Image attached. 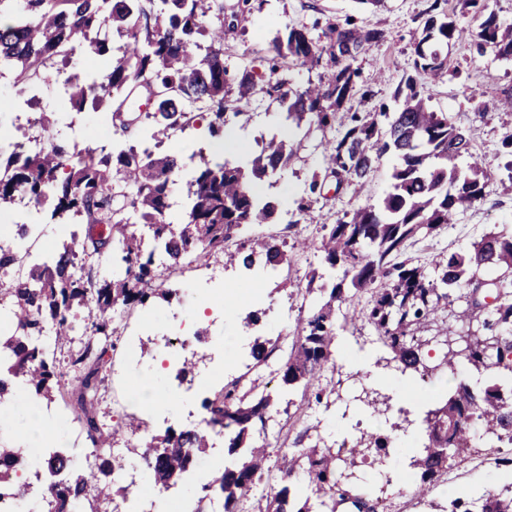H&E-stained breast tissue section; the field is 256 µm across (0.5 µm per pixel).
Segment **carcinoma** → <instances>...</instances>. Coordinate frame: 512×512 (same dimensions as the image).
<instances>
[{"label": "carcinoma", "mask_w": 512, "mask_h": 512, "mask_svg": "<svg viewBox=\"0 0 512 512\" xmlns=\"http://www.w3.org/2000/svg\"><path fill=\"white\" fill-rule=\"evenodd\" d=\"M224 0H0V93L4 99L51 75L64 81L56 107L83 112L92 102L95 124L113 129L112 149L90 145L74 150L55 131V111L40 112L37 123L50 134L48 143L31 151L24 141L0 149V208L25 199L37 206L53 203L50 219L85 225L63 239L53 256L25 262L21 277L0 290V308L9 325L0 327V408L24 415L14 379L26 382L30 398L53 401L71 389L80 405L77 422L94 447L85 467L55 452L46 460L53 477L34 486L18 482L21 448L0 442V496L35 494L46 512H108L126 489L115 484L123 465L112 459V442L124 432L144 440V485L148 491L194 484L193 512H207V501L218 495L224 512H336L351 503L358 512H380L383 505L368 488L343 481L342 454L369 457L373 450L389 453L399 439L364 432L346 450L317 445L285 455L281 463L258 438L281 399L251 383L241 389L234 378L202 400L211 427L223 432L231 462L208 477L195 479L200 458L210 447V432L167 428L153 435L142 421L125 429L108 428L95 404L104 382L102 371L112 345V322L121 308L170 302L176 292L156 285L186 261L224 255V265L247 270L290 263L285 240L244 236L255 224H267L280 203L260 197L253 187L284 169L295 156L293 145L272 136L246 163L199 149L188 155L159 154L156 149L191 125L203 110L210 136L221 141L228 128L245 126L254 96H276L285 122L307 124L321 131L336 123V114L352 96L357 72L351 62L384 38L380 30L364 31L348 18L329 27L323 47L305 29L284 27L272 40L274 52L266 84L248 70L232 76L224 65ZM481 48L512 57V26L501 25L494 13L476 11V24L458 27L440 0H433L420 35L414 38L412 67L438 78L446 58L436 45L462 35ZM328 53L336 70L325 88H288V61L319 62ZM111 58L104 72L88 70V60ZM151 109L137 112L140 97ZM396 99L401 105L388 128L373 115L351 113L341 137L325 140L326 170L351 184H361L382 154L392 151L399 164L390 191L375 204L345 214L336 224H324L319 246L322 262L341 273L330 288L315 287L323 278L308 273L306 293H318L314 305L299 319V331L283 357L279 384L283 392H299L308 404L320 405L335 392L333 344L336 306L352 307L349 321L369 325L402 369L420 378L431 370L420 355L418 332L426 322H438L462 290L481 313L480 328L491 332L462 335L463 345L443 354V365L455 380L445 402L427 412L425 437L415 447L410 467L414 491L425 496L437 478L462 460L478 440L496 455V465L512 470V386L490 383L482 389L459 377L465 360L492 376L512 379V229L490 231L464 251L437 253L433 272L403 257L407 244L434 237L454 217L483 201L493 174L471 154L470 137L438 112L409 77ZM471 157L469 166L458 161ZM186 194L188 207L181 222L168 219L173 192ZM98 257L108 273L77 275L79 262ZM18 248H0V271L22 261ZM495 268L511 280L496 283V302L487 307L476 297L484 284L480 272ZM369 293L365 304L360 294ZM85 312L83 335L68 365L70 383L55 353L40 343L46 329L54 332V347L76 331L78 311ZM279 350L271 338H256L251 355L261 366ZM305 485L307 494L298 495ZM266 485L269 491L255 496ZM446 512H512V482L477 498L459 493L448 499Z\"/></svg>", "instance_id": "cac0c4a2"}]
</instances>
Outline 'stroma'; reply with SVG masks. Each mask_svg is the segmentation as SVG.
Segmentation results:
<instances>
[{"mask_svg":"<svg viewBox=\"0 0 512 512\" xmlns=\"http://www.w3.org/2000/svg\"><path fill=\"white\" fill-rule=\"evenodd\" d=\"M432 0H385L383 7L371 9L357 4L356 0H248L245 13L234 28L225 32L226 54L224 62L229 70L251 68L256 77L269 76L272 64L271 41L284 26L308 28L314 36H321L329 24L348 17L355 26L363 29H381L384 40L362 52L354 61L359 77L356 91L343 105L338 114L340 122L348 113L394 112L395 93L405 79L412 75L413 35L422 27ZM447 58L443 74L435 79L420 77L419 82L434 109L447 113L449 119L471 137V151L484 158L495 171V179L489 187L486 199L475 207L459 213L448 228L431 240L420 241L406 250L407 258L425 264L433 252L460 251L485 232L512 226V182L502 167L498 154L502 138L512 133L511 110H485L486 102L512 96V57L498 56L493 50L477 52L471 39H455L442 46ZM57 91L54 86L41 87L38 93L22 92L11 101H0V135L6 141L20 140L21 136L36 137L41 133L37 118ZM250 110V123L239 129L238 135L250 151H257V142L277 132L282 123L281 108L265 94L255 95ZM88 113L66 112L59 116L60 128L66 129L70 144L77 148L86 145H111L106 129L89 124ZM324 135L320 130L308 127H289L288 140L296 155L287 169L279 171L258 186L267 197L279 199L281 213L268 224L253 226L252 234L272 236L280 240L294 241L307 238L313 241L321 237V227L334 224L354 208L377 202L390 189L391 174L398 163L393 153L384 154L368 180L360 186L337 183L327 175L322 158L321 143ZM319 179L321 191L310 195L311 179ZM310 201L308 212L298 213L300 202ZM49 206L34 207L26 203L15 205L11 221L15 224H37L42 237L36 244L37 252L52 254L59 241L61 227L48 223ZM321 255L309 251L294 256L289 267L266 273L263 268L250 270L225 266L223 256L216 255L205 262L187 267L185 273L167 280V287L177 289L178 296L171 303L161 305L158 314L149 315L141 309L115 320L111 338L113 350L107 364L108 370L121 374L120 389L111 383L101 388L96 411L106 424H124L136 419L150 424L154 431L166 427L185 429L190 425L188 414L162 405L163 421H156L153 406L140 403L131 396L136 379L157 384L160 392H191V413L203 414L201 401L219 391L230 378L240 375L257 380L274 392L279 388L276 371L278 362L254 366L251 357L238 354L234 348H226L224 368L208 372L207 362L198 363L192 375L178 378V364L157 367L151 357H140L138 363L126 365L125 344L130 334L139 333L143 344H152L155 337L173 333L171 318L176 313H186L194 321V332L202 338L224 336L254 340L256 336H293L310 269L320 267ZM223 271L224 285L220 288L207 286L206 281L215 271ZM232 300L233 310L224 317L211 319L205 309L215 308L224 300ZM262 309L266 312L264 323L245 327L240 317L245 312ZM336 337L340 339L336 358L335 378L340 381L335 393L325 406L303 408L302 419L292 428H285V414L275 415L268 422L265 440L271 449H279L284 437H301L303 446L315 443L333 444V428H340L348 436L357 429L377 434L393 433L396 427L410 432L424 428L426 408L412 397L414 384L406 380L391 360L389 350L377 339L370 327L354 325L345 320L344 309L336 311ZM369 360L368 369H355L354 361ZM383 408L382 416L371 414L372 407ZM73 408L62 401L49 405L45 418L47 426L55 428L66 423L63 439L49 438L42 449L43 455L62 451L76 462H84L92 444L85 432L73 423ZM353 480L384 487L383 496L387 512H441L448 503L452 490L464 491L477 497L484 491L498 486V471L490 449L475 448L469 457L449 468L447 475L426 496L417 497L411 488L399 482L384 484L376 468L362 460H355L344 467Z\"/></svg>","mask_w":512,"mask_h":512,"instance_id":"obj_1","label":"stroma"}]
</instances>
